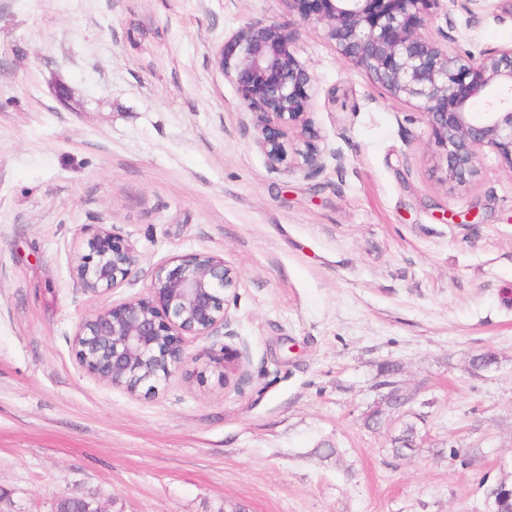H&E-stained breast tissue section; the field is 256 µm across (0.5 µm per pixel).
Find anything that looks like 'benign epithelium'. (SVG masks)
<instances>
[{"mask_svg":"<svg viewBox=\"0 0 512 512\" xmlns=\"http://www.w3.org/2000/svg\"><path fill=\"white\" fill-rule=\"evenodd\" d=\"M289 15L325 26L338 54L394 101L425 117L438 180L451 190L473 186L485 154L512 168V44L475 57L453 47L450 33H425L442 0H285ZM478 18L483 0H448ZM291 24L252 21L213 51L215 68L235 82L251 114L253 144L273 172L312 174L324 167L323 137L311 118L317 90L292 49ZM88 250L73 268L83 288L122 287L137 266L134 244L106 224L91 230ZM239 276L218 256L179 255L157 264L148 296L103 308L82 320L76 357L89 373L130 393L167 381L186 358L185 337L232 329ZM224 372L245 378L240 351L224 345ZM385 400L396 410L414 395L397 381Z\"/></svg>","mask_w":512,"mask_h":512,"instance_id":"7a95c632","label":"benign epithelium"}]
</instances>
